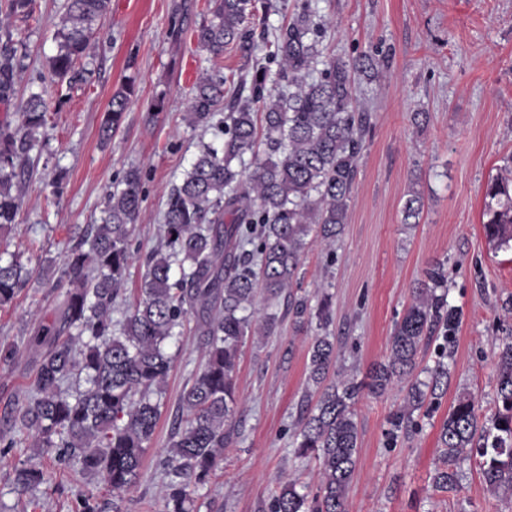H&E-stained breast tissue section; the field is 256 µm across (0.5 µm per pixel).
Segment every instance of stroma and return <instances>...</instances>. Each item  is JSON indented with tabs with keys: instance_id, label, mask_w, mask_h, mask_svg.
Returning a JSON list of instances; mask_svg holds the SVG:
<instances>
[{
	"instance_id": "35a3bbf8",
	"label": "stroma",
	"mask_w": 512,
	"mask_h": 512,
	"mask_svg": "<svg viewBox=\"0 0 512 512\" xmlns=\"http://www.w3.org/2000/svg\"><path fill=\"white\" fill-rule=\"evenodd\" d=\"M29 19L16 18V38L25 39L31 66L42 70L54 54V33L66 0H36ZM205 0H111L82 64L86 82L46 86L51 100L40 153L34 154L22 207L0 252L18 255L25 281L10 307L0 309V344L19 350L0 367V432L7 406L27 396L39 354L29 347L39 328L51 324L60 290L40 276L41 267L62 268L87 225L98 223L106 194L132 167L144 173V201L132 249L135 258L123 300L112 318L139 297L140 258L159 243L167 195L180 182L197 146L212 131L186 120L195 75L220 64L236 81L267 65L265 51L228 46L220 60L197 46L192 31L204 19ZM328 27L323 45L348 60L367 54L389 57L379 80L362 82L359 103L373 114L346 223L335 244H311L300 269L312 296L330 294L331 333L341 375L363 378L386 358L394 325L426 273L442 266L448 306L456 316L451 342L434 338L417 357L416 377L430 382L437 361L448 365V389L413 415L414 426L395 427L406 389L383 396L363 394L355 411L360 427L357 475L347 493L348 512H512V496H494L482 482L475 457L460 468L459 488L432 484L440 426L455 400L473 396L482 414L495 409L496 353L512 335V248H497L483 232L485 189L512 155V0H312ZM135 95L119 128L103 137L102 122L113 94L126 81ZM166 107L149 108L157 97ZM422 112L426 121H415ZM65 172L66 185L53 181ZM419 194L418 223H405L403 208ZM314 329L295 330L284 320L278 335L247 340L239 359V435L225 449L224 471L197 493V512H268L284 479L316 490V460L296 458L293 432L307 388ZM203 362L195 322L181 329L180 354L165 386L154 440L139 486L124 495L122 512H159L167 480L158 466L166 452L179 397ZM42 467L38 489L19 493L17 460ZM89 477L57 463L35 447L0 457V512H71Z\"/></svg>"
}]
</instances>
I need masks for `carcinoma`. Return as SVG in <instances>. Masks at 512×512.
<instances>
[{
  "mask_svg": "<svg viewBox=\"0 0 512 512\" xmlns=\"http://www.w3.org/2000/svg\"><path fill=\"white\" fill-rule=\"evenodd\" d=\"M109 0H68L55 33L56 53L47 58L46 78L73 86L85 81L80 60ZM266 8L262 0H210L207 17L194 32L213 58L241 40L245 24ZM35 0H5L0 15V102H10L19 77L29 70L27 44L14 38L9 20L30 18ZM310 0L294 4L291 21L274 36L277 78L287 90L268 87V70L255 72L250 94L233 99L227 120L214 122L224 103L227 78L216 71L196 81L187 102L189 125L211 128L222 144H204L181 182L168 194L160 228L161 244L144 260L139 300L126 308L120 328L112 323L133 260L131 238L142 203V173L126 171L105 198L101 223L87 226L72 247L53 287L63 289L52 325L41 329L42 348L34 389L11 408L1 448L27 440L61 465L97 479L76 500L75 512H122V494L136 488L143 458L162 414V395L174 367L170 347L176 329L197 321L205 363L181 395L186 417L174 422L169 449L161 460L168 478L161 512H193V494L224 469V448L237 435V369L248 336H274L283 315L300 330L317 320H333L332 299L322 294L311 305L301 291L298 270L311 233L328 246L343 231L357 161L365 147L371 115L355 95L358 75L373 77L388 59L363 56L353 62L324 53ZM133 84L116 91L104 132L115 130L131 104ZM48 102L32 92L20 104L17 124L0 123V235L12 229L21 205L22 185L47 122ZM253 162L246 166L245 155ZM422 201L413 193L404 221L419 219ZM486 237L512 247V178H497L485 193ZM22 267L0 259V307L17 294ZM438 268L414 292L395 325L385 361L358 380L336 377V338L314 336L309 350L306 405L294 442L295 454L320 462L321 480L313 494L297 482H281L269 512H347V492L358 464L359 429L354 406L363 392L385 393L407 381L405 410L395 425L412 423V412L436 397L448 371L438 366L434 384L413 379L419 350L448 326L447 294ZM263 290L268 307L255 320V299ZM284 299V313L278 300ZM495 411L481 420L471 396L458 398L440 428L442 461L433 482L441 491L459 486L457 465L464 451L480 457L483 483L493 494H512V336L497 353ZM46 482V473L18 460L15 488L23 493Z\"/></svg>",
  "mask_w": 512,
  "mask_h": 512,
  "instance_id": "cac0c4a2",
  "label": "carcinoma"
}]
</instances>
